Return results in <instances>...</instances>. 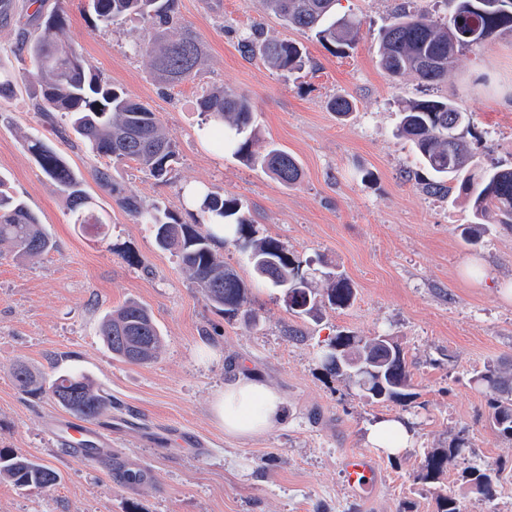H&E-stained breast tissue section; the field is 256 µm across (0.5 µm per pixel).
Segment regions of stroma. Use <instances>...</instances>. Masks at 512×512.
I'll return each mask as SVG.
<instances>
[{
    "label": "stroma",
    "mask_w": 512,
    "mask_h": 512,
    "mask_svg": "<svg viewBox=\"0 0 512 512\" xmlns=\"http://www.w3.org/2000/svg\"><path fill=\"white\" fill-rule=\"evenodd\" d=\"M47 5L65 13L66 35L89 68L157 113L177 159L167 181H156L134 162L92 154L67 117L46 122L29 82L0 98V177L56 243L31 261L0 254V448L61 475L48 493L0 481V512H399L405 503L434 512L440 494L479 512L463 494L462 473L482 463L505 468L491 512H512V442L495 435L487 395L471 381L486 364L512 361V230L493 224L479 244H466L460 232L469 210L423 190L426 171L411 143L394 134L402 102L449 97L471 116L464 138L481 164L511 166L512 35L463 51L447 81L428 88L412 75L385 74L378 35L400 8L444 15L448 0H341L339 12L362 21L357 44L343 54L265 13L260 0H178V19L198 35L205 64L164 91L139 50L142 20L107 29L87 0ZM254 25L303 44L305 69L290 75L243 54L240 36ZM219 86L251 99L261 141L298 160L297 185L282 186L201 140L197 101ZM336 96L351 99L353 112H331ZM35 140L83 174L102 230L74 223L30 150ZM99 170L186 224L198 218L183 196L187 184L238 198L258 236L278 238L301 259L338 265L354 302L301 318L254 278L242 247L229 241L217 252L249 285L258 319L225 318L176 254L158 248L153 225L135 222L96 181ZM130 300L151 310L164 336L162 354L146 364L114 358L100 336L103 317ZM291 325L301 335H288ZM340 331L392 336L412 364L413 401L373 404L328 374L320 354ZM19 363L48 378L83 373L111 394V413L93 424L111 436V462L65 451L53 430L70 414L51 398L21 392L12 375ZM245 373L275 388L287 409L278 427L237 439L225 435L211 404ZM383 417L410 429V446L394 457L367 440ZM460 433L470 454L452 462L440 483L419 482L425 450L447 447ZM350 453L376 465L367 495L345 482L341 461ZM130 469L142 471L141 483L127 481Z\"/></svg>",
    "instance_id": "obj_1"
}]
</instances>
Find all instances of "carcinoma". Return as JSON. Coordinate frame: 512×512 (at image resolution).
Returning a JSON list of instances; mask_svg holds the SVG:
<instances>
[{"label": "carcinoma", "mask_w": 512, "mask_h": 512, "mask_svg": "<svg viewBox=\"0 0 512 512\" xmlns=\"http://www.w3.org/2000/svg\"><path fill=\"white\" fill-rule=\"evenodd\" d=\"M263 9L285 25L309 30L340 51L353 48L359 22L349 14H338V0H261ZM98 22L120 24L128 17L142 19L149 38L139 46L160 82L180 84L195 75L203 64L200 43L192 31L178 25L177 0H90ZM39 34L22 39L17 51L29 59L28 80L37 83L34 108L51 119L61 113L83 145L98 155L116 161H133L142 171L163 180L176 156L175 141L148 106L129 97L85 67L78 48L64 35L66 18L58 10L32 14ZM495 32L512 34V0H457L453 12L441 19L428 13L401 12L379 34L380 67L392 78L414 75L428 85L448 78L457 56ZM239 45L260 57L270 68L293 73L308 62L303 46L268 38L259 28L241 35ZM217 147L231 149L253 167L270 173L290 187L302 178L296 158L272 142L259 144L253 127L250 99L222 87L204 93L198 102ZM470 122L448 97L418 99L401 110L397 135L411 142L430 178L423 189L446 197L450 189L470 208L473 222L463 228L470 245L479 242L487 224L512 229V167L480 166L458 130ZM45 175L65 196L76 224H100L92 213L84 189V178L49 145L35 140L30 145ZM0 180V246L6 245L17 259L29 260L54 248L52 237L39 218L19 199L2 190ZM121 206L136 220L155 227L157 245L173 249L200 289L204 300L229 318L241 316L254 322L247 284L216 253L210 225L233 224L234 241L240 243L256 278L283 293L293 313L314 317L321 309H345L355 298L346 275L336 267L322 272L324 286L314 288L307 268L311 261L292 254L280 240L258 237L236 198L207 192L194 224H184L175 215L154 205L148 207L130 191L111 188ZM100 334L112 355L122 361L145 363L161 351L164 340L151 311L130 300L104 317ZM324 369L348 381L373 403H404L414 397L412 370L402 348L389 336H355L340 332L326 344L321 355ZM14 378L29 396L70 394L63 408L74 417L92 422L112 411V397L82 373L64 372L48 382L20 364ZM474 382L490 394L489 420L497 436L512 440V365L493 363L479 371ZM466 438L458 435L446 448H430L417 480L434 484L444 476L448 464L460 456ZM499 465H475L463 472L462 480L477 504L492 503L498 493ZM0 480L19 489L50 491L60 482L59 473L36 458L13 449H0Z\"/></svg>", "instance_id": "1"}]
</instances>
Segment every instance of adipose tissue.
Instances as JSON below:
<instances>
[{
  "instance_id": "obj_1",
  "label": "adipose tissue",
  "mask_w": 512,
  "mask_h": 512,
  "mask_svg": "<svg viewBox=\"0 0 512 512\" xmlns=\"http://www.w3.org/2000/svg\"><path fill=\"white\" fill-rule=\"evenodd\" d=\"M212 410L223 424L225 434L246 439L281 423L285 416V401L258 377L240 375L225 384Z\"/></svg>"
}]
</instances>
